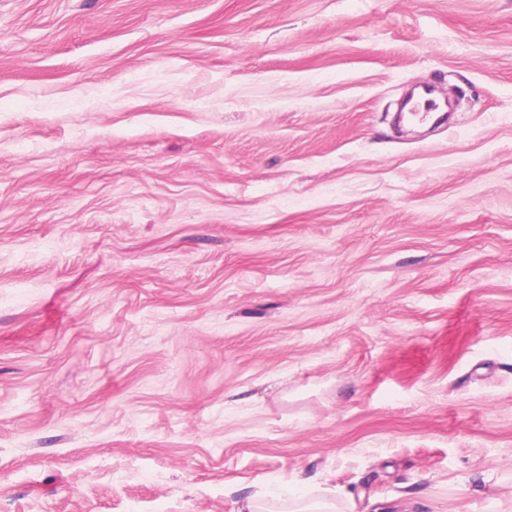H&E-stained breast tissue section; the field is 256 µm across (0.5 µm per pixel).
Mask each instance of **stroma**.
I'll list each match as a JSON object with an SVG mask.
<instances>
[{
    "label": "stroma",
    "instance_id": "obj_1",
    "mask_svg": "<svg viewBox=\"0 0 512 512\" xmlns=\"http://www.w3.org/2000/svg\"><path fill=\"white\" fill-rule=\"evenodd\" d=\"M300 494L512 512V0H0V512Z\"/></svg>",
    "mask_w": 512,
    "mask_h": 512
}]
</instances>
